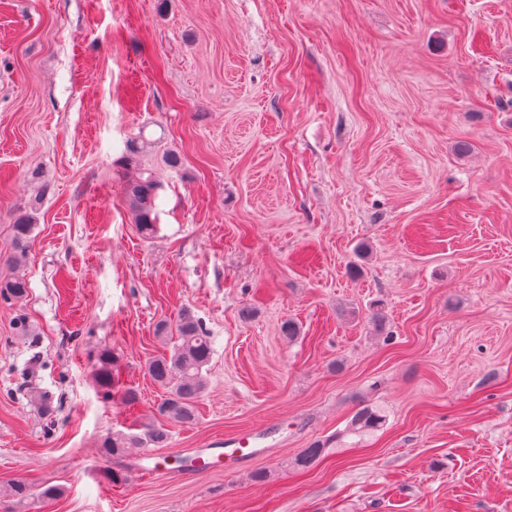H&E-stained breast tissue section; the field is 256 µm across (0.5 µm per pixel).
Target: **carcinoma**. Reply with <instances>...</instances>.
<instances>
[{"mask_svg": "<svg viewBox=\"0 0 512 512\" xmlns=\"http://www.w3.org/2000/svg\"><path fill=\"white\" fill-rule=\"evenodd\" d=\"M159 185L152 176L139 175L126 185L125 194L129 204L132 221L138 232L144 237H152L157 231L156 199ZM35 225L32 217L22 215L11 225L12 243L19 252L29 246ZM27 292V281L22 276H13L0 280V299L18 301ZM177 331L181 343L166 356L154 358L148 364V372L153 380L167 390V395L157 407V412L178 423H191L197 417V403L205 390L206 382L203 369L209 364L213 345L209 332L202 321L191 312L180 315ZM385 423V416L378 409L365 407L352 420L358 430H376ZM169 430L161 425L146 428L142 433L116 432L102 441L101 454L108 458L110 466L105 471L106 478L114 485L125 481L122 458L127 449L133 446L153 444L161 446L167 442ZM323 447L313 444L305 449L293 461V467L305 470L321 456ZM6 495L19 501L33 503L37 500L51 499L59 495L55 486L34 489L30 484L13 480L7 484Z\"/></svg>", "mask_w": 512, "mask_h": 512, "instance_id": "cac0c4a2", "label": "carcinoma"}]
</instances>
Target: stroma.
Masks as SVG:
<instances>
[{
	"label": "stroma",
	"instance_id": "stroma-1",
	"mask_svg": "<svg viewBox=\"0 0 512 512\" xmlns=\"http://www.w3.org/2000/svg\"><path fill=\"white\" fill-rule=\"evenodd\" d=\"M17 273L0 486L63 493L0 512H512V0H0V280ZM186 309L214 348L191 424L158 414L147 370ZM366 406L384 425L353 430ZM161 423L168 443L106 480L101 441ZM256 432L249 461L176 467ZM159 185L151 175L140 174L126 185L125 194L133 224L144 237H152L157 231L156 199ZM32 223V217L22 215L14 221V224H11L12 243L20 253L25 251L33 238L35 224Z\"/></svg>",
	"mask_w": 512,
	"mask_h": 512
}]
</instances>
